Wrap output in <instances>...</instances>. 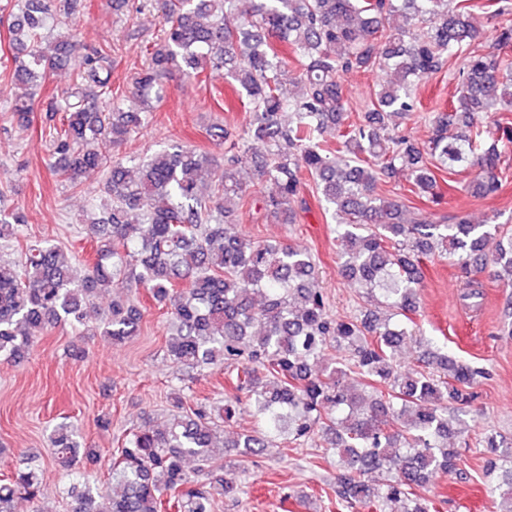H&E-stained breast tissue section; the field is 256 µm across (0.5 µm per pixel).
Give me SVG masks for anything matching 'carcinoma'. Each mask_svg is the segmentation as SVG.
I'll return each mask as SVG.
<instances>
[{"instance_id": "1", "label": "carcinoma", "mask_w": 512, "mask_h": 512, "mask_svg": "<svg viewBox=\"0 0 512 512\" xmlns=\"http://www.w3.org/2000/svg\"><path fill=\"white\" fill-rule=\"evenodd\" d=\"M163 25L146 49L133 79L142 112H123L112 93V47L87 46L71 28L45 44L47 25L79 20L84 0H14L21 17L9 28L15 69L12 80L34 88L14 97L0 118L20 129L34 116L36 87L75 56L73 87L51 99L44 128L52 148L51 169L76 187L107 162L113 146L138 133L166 96L163 72L177 67L190 78L221 77L245 101L247 139L224 148V165L175 144L137 162L130 175L112 165L103 185L110 203L85 225L93 261L83 271L48 240L25 243L20 261L0 265V356L24 361L37 337L61 322L83 324L95 294L119 295L99 313L103 336L123 342L136 335L142 312L128 295L141 287L170 310L169 352L188 369L219 363L233 372L226 403L185 406L162 427L137 428L112 461V483L91 486L76 468L95 456L80 427L63 421L49 440L69 480V512H212L217 495L238 490L239 471L221 465L224 454L259 455L270 441L331 434L340 476L336 498L347 512H384L389 502L403 512H436L416 493L428 474L450 473L458 451L448 445L470 426L461 407L483 371L446 353L429 352L400 371L394 351L412 329L396 320L419 305L421 258L437 252L464 270L481 259L485 243L499 238L493 264L512 282V231L501 224L434 223L404 217L406 205L379 193L398 171L409 172V192L437 197V175L473 163L479 196L501 187L500 161L512 151V134L495 137L475 118L479 112H512V25L495 29L494 50L478 48L483 29L479 0H152ZM297 55L299 76L287 87L276 45ZM460 62L461 95L428 117L431 135L420 145L399 125L417 111L418 82L449 61ZM385 77L359 109L345 106L341 73ZM290 113L289 120L283 119ZM333 141L321 138L328 128ZM254 165L257 179L275 191L253 194L239 178ZM215 176L211 194L199 175ZM312 177L338 222V273L382 296L391 313L371 309L362 317L335 319L317 288L311 254L282 242H245L228 231L237 211L252 202L265 217L292 224L306 177ZM137 216L138 222L131 221ZM24 217L0 210V241L19 236ZM352 351L349 363L314 370L332 346ZM356 368L361 382L345 381ZM245 395L259 426L231 442L216 441L218 421L232 417ZM494 457L485 474L501 471L494 486L512 512L511 439L488 438ZM194 460L217 466L219 475L200 483L187 469ZM385 470L380 485L364 475ZM40 478L16 461L0 479V512L18 499L34 501Z\"/></svg>"}]
</instances>
